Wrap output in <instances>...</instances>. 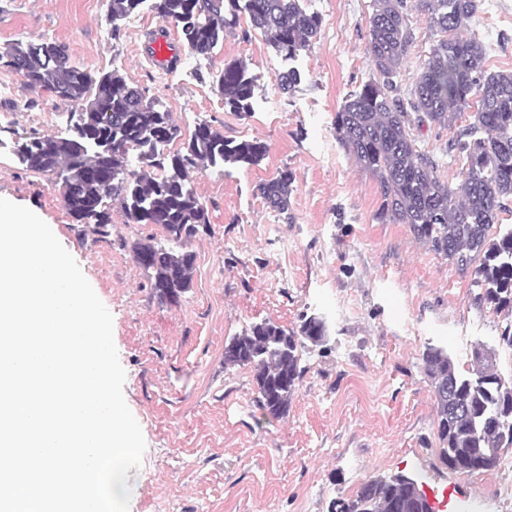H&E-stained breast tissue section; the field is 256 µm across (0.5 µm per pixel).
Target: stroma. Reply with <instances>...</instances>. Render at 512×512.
<instances>
[{
    "label": "stroma",
    "instance_id": "1",
    "mask_svg": "<svg viewBox=\"0 0 512 512\" xmlns=\"http://www.w3.org/2000/svg\"><path fill=\"white\" fill-rule=\"evenodd\" d=\"M369 3L304 0L322 26L301 55V83L285 95L274 78L286 63L249 21L213 58L185 54L164 73L145 53L161 19L124 28L115 42L109 0H0V51L17 41L62 44L76 66L119 70L183 134L202 120L226 139L268 147L258 163L196 177L209 222L190 244L189 288L163 303L133 256L138 241H164L162 227L132 223L116 205L109 239L94 241L58 187L13 155L18 138L43 132L34 114L56 112L62 125L68 106L37 97L0 65V198L55 225L113 316L124 397L146 441L140 467L128 472L129 512H329L364 481L398 473L418 479L427 497L452 492L460 512H498L483 493L502 468L460 474L439 457L422 354L445 349L465 377L483 343L512 378V349L498 344L512 317L475 304L473 278L408 225L378 223L376 180L336 140L337 110L373 74ZM233 60L256 80L261 106L247 116L225 107L213 83ZM282 169L295 178L284 214L258 192ZM312 314L324 318L326 342L303 351L287 415L262 420L252 369L225 367L224 345L252 324L295 330Z\"/></svg>",
    "mask_w": 512,
    "mask_h": 512
}]
</instances>
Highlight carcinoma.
<instances>
[{"mask_svg": "<svg viewBox=\"0 0 512 512\" xmlns=\"http://www.w3.org/2000/svg\"><path fill=\"white\" fill-rule=\"evenodd\" d=\"M145 2L109 0L112 39H120L118 21ZM301 2L151 0V9L181 31L190 55L210 56L246 15L276 56L292 60L309 49L321 27ZM416 2L437 39L405 90L401 66L413 43L408 0H371L368 53L375 76L336 112V139L376 179L381 223L408 225L417 240L484 285L478 303L512 311V228L503 232L497 224L503 201L512 198V71L487 69L484 46L469 34L481 0ZM0 63L33 90L74 108L67 133H32L17 142V162L54 177L68 212L89 225L97 241L110 235L114 204L135 224L160 225L167 244L141 242L134 257L153 272L160 300L177 299L194 267L188 246L198 227L208 223L194 174L254 163L266 154V144L226 140L207 123L184 142L170 113L122 74L73 65L53 42L14 43L0 53ZM301 79L300 71L288 68L277 72L275 87L288 94ZM217 88L224 106L249 111L255 78L245 63L224 65ZM469 110L470 122L448 143L450 160L462 161L452 185L439 178V161L417 147L412 126L429 120L449 127ZM176 142L180 147L170 149ZM293 182L285 169L259 186L260 195L285 213ZM325 335L320 317L305 318L296 333L262 321L229 341L224 365L251 367L257 408L267 419L279 418L303 373L305 342L318 345ZM494 357L486 345L475 346L474 377L463 378L444 349L428 346L423 352L437 408L440 458L455 472L490 471L498 466L501 449L512 448V380L498 372ZM329 512H432V507L414 478L396 474L363 483L352 497L333 501Z\"/></svg>", "mask_w": 512, "mask_h": 512, "instance_id": "1", "label": "carcinoma"}]
</instances>
